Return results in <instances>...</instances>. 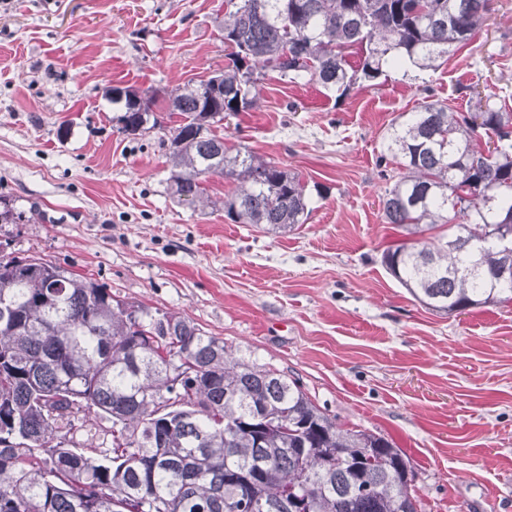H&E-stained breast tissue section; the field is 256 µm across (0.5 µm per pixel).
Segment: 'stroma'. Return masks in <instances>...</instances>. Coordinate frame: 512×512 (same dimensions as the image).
Here are the masks:
<instances>
[{"label":"stroma","instance_id":"stroma-1","mask_svg":"<svg viewBox=\"0 0 512 512\" xmlns=\"http://www.w3.org/2000/svg\"><path fill=\"white\" fill-rule=\"evenodd\" d=\"M225 0H0V194L32 216L0 226L113 295L189 316L239 357L298 379L353 430L384 434L416 472L420 512H512V303L432 311L381 262L377 159L424 97L458 112L512 98V0L436 71L408 67L347 95L268 73L227 145L318 184L298 229L268 234L168 190L165 128L119 131L111 87L147 92L224 69Z\"/></svg>","mask_w":512,"mask_h":512}]
</instances>
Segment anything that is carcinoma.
Wrapping results in <instances>:
<instances>
[{
    "label": "carcinoma",
    "instance_id": "1",
    "mask_svg": "<svg viewBox=\"0 0 512 512\" xmlns=\"http://www.w3.org/2000/svg\"><path fill=\"white\" fill-rule=\"evenodd\" d=\"M228 5L224 72L160 94L126 88L115 121L143 136L156 112L178 115L172 195L209 205L205 182L223 177L235 184L227 217L274 233L307 221L305 183L213 131L253 106L255 72L344 95L408 63L437 70L490 12V0ZM378 166L392 181L384 220L412 236L383 252L388 272L445 314L512 302V282L494 278L512 269V243L493 233L512 225V112L425 99L391 125ZM32 220L0 197V224ZM256 413L260 433L245 428ZM413 481L386 436L343 428L297 380L236 357L190 317L40 257L0 256V512H418Z\"/></svg>",
    "mask_w": 512,
    "mask_h": 512
}]
</instances>
